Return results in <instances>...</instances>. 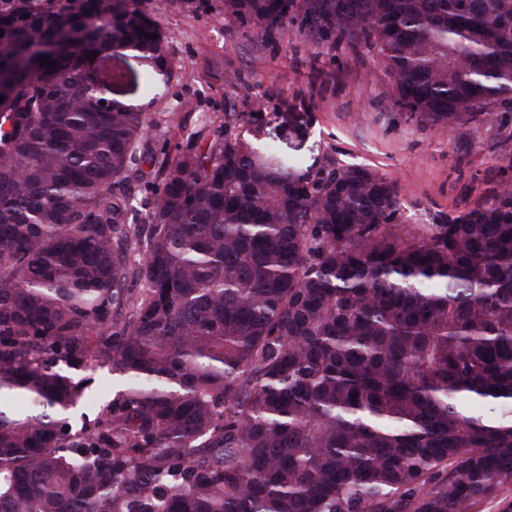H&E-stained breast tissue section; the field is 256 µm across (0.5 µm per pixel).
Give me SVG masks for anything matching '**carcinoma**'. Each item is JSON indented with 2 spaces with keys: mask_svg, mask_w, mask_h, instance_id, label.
I'll return each instance as SVG.
<instances>
[{
  "mask_svg": "<svg viewBox=\"0 0 512 512\" xmlns=\"http://www.w3.org/2000/svg\"><path fill=\"white\" fill-rule=\"evenodd\" d=\"M149 20L0 0V512H462L512 484V190L401 238L394 182L285 166L259 112L159 153L98 92L114 44L164 65ZM224 20L356 37L393 104L460 137L512 99V0Z\"/></svg>",
  "mask_w": 512,
  "mask_h": 512,
  "instance_id": "carcinoma-1",
  "label": "carcinoma"
}]
</instances>
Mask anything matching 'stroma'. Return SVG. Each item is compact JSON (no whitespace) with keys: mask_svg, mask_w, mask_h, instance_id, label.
<instances>
[{"mask_svg":"<svg viewBox=\"0 0 512 512\" xmlns=\"http://www.w3.org/2000/svg\"><path fill=\"white\" fill-rule=\"evenodd\" d=\"M167 34L156 96L136 78L134 51L116 49L126 78L112 99L148 113L152 145L178 154L208 142L228 112H262L261 139L314 169L361 164L396 182L398 232L444 224L512 187V103L476 117L469 136L417 125L390 100L380 59L353 43L319 42L300 24L265 37L222 21L224 0H145Z\"/></svg>","mask_w":512,"mask_h":512,"instance_id":"1","label":"stroma"}]
</instances>
